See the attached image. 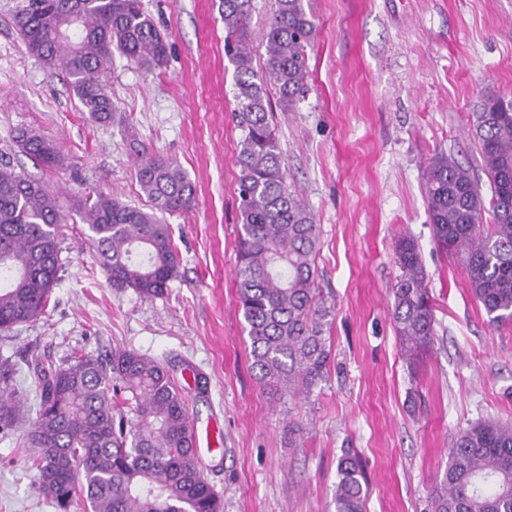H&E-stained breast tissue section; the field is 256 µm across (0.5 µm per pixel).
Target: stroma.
I'll return each mask as SVG.
<instances>
[{"label":"stroma","instance_id":"35a3bbf8","mask_svg":"<svg viewBox=\"0 0 512 512\" xmlns=\"http://www.w3.org/2000/svg\"><path fill=\"white\" fill-rule=\"evenodd\" d=\"M220 0H142L168 42L146 72L113 54L104 81L115 110L82 112L61 72L29 56L15 26L22 0H0V152L59 191L64 266L46 314L0 337V354L38 350L44 366L115 349L168 360L199 429L198 449L223 512H335L337 463L357 458L365 512H430V492L459 431L512 423V326L494 328L461 267L433 242L425 174L439 153L478 167L471 133L487 92L512 93V0H304L317 25L307 91L274 106L291 190L315 217L320 296L332 315L324 379L299 398L257 382L238 308L233 68ZM51 140L43 170L16 129ZM175 161L196 188L168 216L178 274L164 295L114 288L74 202L90 192L146 207L136 160ZM419 244L435 317L431 347L408 367L391 320L395 242ZM0 512H55L15 439L0 437Z\"/></svg>","mask_w":512,"mask_h":512}]
</instances>
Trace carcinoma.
<instances>
[{
    "mask_svg": "<svg viewBox=\"0 0 512 512\" xmlns=\"http://www.w3.org/2000/svg\"><path fill=\"white\" fill-rule=\"evenodd\" d=\"M254 0H221L224 51L234 69L233 117L239 200L238 308L252 372L273 393L309 389L327 372L324 336L330 308L316 281L317 224L286 183L271 128L267 84L292 109L305 93L306 47L315 34L303 0H272L261 68L250 49ZM26 52L65 73L84 111L112 118L103 77L116 50L135 66L165 65L167 43L141 0H26L16 16ZM480 178L450 155L426 172L428 220L436 247L465 270L489 323H512V97L488 93L474 113ZM14 141L35 163L57 168L54 143L32 129ZM135 176L149 208L98 194L76 200L112 287L146 298L164 295L178 253L163 215L188 210L195 188L173 161L146 157ZM58 196L0 158V334L45 315L62 269ZM400 273L391 288L392 320L414 367L434 336L428 275L417 242H395ZM35 402L18 387V364L0 356V432L19 433L39 493L57 512H223L193 443L188 402L168 365L133 350L102 359L75 354L48 371L29 361ZM336 512H365L368 486L358 462L337 466ZM431 512H512V426L483 420L454 438L431 491Z\"/></svg>",
    "mask_w": 512,
    "mask_h": 512,
    "instance_id": "cac0c4a2",
    "label": "carcinoma"
}]
</instances>
